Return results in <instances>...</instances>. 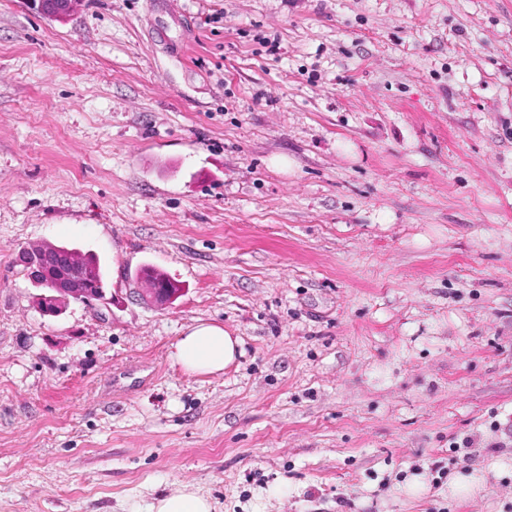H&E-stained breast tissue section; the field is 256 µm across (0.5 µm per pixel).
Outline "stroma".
I'll use <instances>...</instances> for the list:
<instances>
[{
  "instance_id": "obj_1",
  "label": "stroma",
  "mask_w": 512,
  "mask_h": 512,
  "mask_svg": "<svg viewBox=\"0 0 512 512\" xmlns=\"http://www.w3.org/2000/svg\"><path fill=\"white\" fill-rule=\"evenodd\" d=\"M48 243L111 304L43 315ZM200 323L223 373L170 360ZM182 484L512 512V0H0V512ZM36 1V2H33ZM56 1H62L57 4ZM31 5L37 6L39 11L50 17H66L77 12L83 0H28ZM240 344L220 325L202 323L177 340L170 357L186 373L215 375L237 360Z\"/></svg>"
}]
</instances>
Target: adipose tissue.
I'll return each mask as SVG.
<instances>
[{
    "mask_svg": "<svg viewBox=\"0 0 512 512\" xmlns=\"http://www.w3.org/2000/svg\"><path fill=\"white\" fill-rule=\"evenodd\" d=\"M240 353L238 337L219 325L202 323L177 340L171 359L186 373L215 375L232 365Z\"/></svg>",
    "mask_w": 512,
    "mask_h": 512,
    "instance_id": "adipose-tissue-1",
    "label": "adipose tissue"
}]
</instances>
